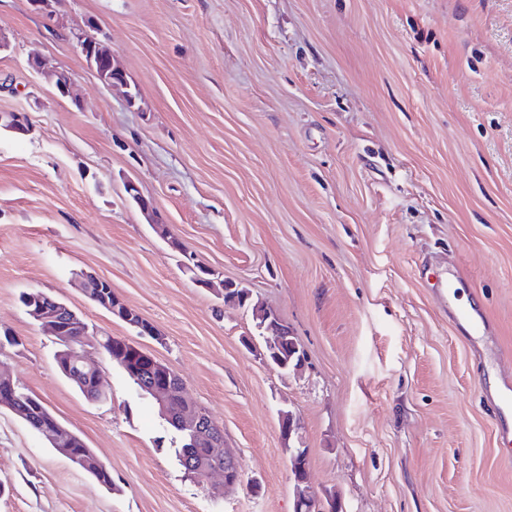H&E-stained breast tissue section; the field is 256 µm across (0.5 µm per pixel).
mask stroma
Masks as SVG:
<instances>
[{
    "label": "stroma",
    "instance_id": "1",
    "mask_svg": "<svg viewBox=\"0 0 512 512\" xmlns=\"http://www.w3.org/2000/svg\"><path fill=\"white\" fill-rule=\"evenodd\" d=\"M117 51L135 104L81 58ZM0 347L25 392L80 436L104 487L0 411V512H293L278 412L311 486L344 512H512L495 394L512 372V0H0ZM72 79L57 96L30 65ZM135 180L171 247L128 201ZM277 311L305 360L258 354L182 252ZM95 272L141 336L75 284ZM149 351L224 429L242 481L179 464L153 401L101 350L109 401L61 373L21 293ZM489 322L470 338L448 313ZM6 129L17 135L26 136L33 130L32 122L24 112H0V130Z\"/></svg>",
    "mask_w": 512,
    "mask_h": 512
}]
</instances>
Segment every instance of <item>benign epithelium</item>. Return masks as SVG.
Segmentation results:
<instances>
[{
	"label": "benign epithelium",
	"instance_id": "7a95c632",
	"mask_svg": "<svg viewBox=\"0 0 512 512\" xmlns=\"http://www.w3.org/2000/svg\"><path fill=\"white\" fill-rule=\"evenodd\" d=\"M76 45L86 65L91 69L100 82L109 88L126 89L127 101L135 103L136 95L130 91V85L125 72L119 62L118 54L111 47L99 39L80 32L76 34ZM30 65L34 70L46 77L58 95L66 97L70 94L71 78L57 70L50 62L42 58H33ZM6 129L17 135L26 136L33 130L28 114L24 112H0V129ZM128 196L137 204V208L153 224L155 230L165 236L168 234L167 225L159 219L154 204L141 193L137 183L128 179L124 183ZM81 285L88 290L100 307L105 309L112 317L130 325L133 328H146L152 334L151 323L146 321L133 308H131L116 293L112 292V284L91 272L83 271L79 274ZM42 295L30 296L28 299V313L47 329L54 340L65 346L64 363L66 372L79 378L87 397L93 401H105L108 393L104 389L99 368L88 362L86 349L101 348L102 341L98 334L89 331L88 327L78 318L69 307L48 308L40 302ZM260 320L257 330L265 336V348L260 353L266 362H272L282 369H287V363L280 360L279 350L285 345L287 337L291 336L285 327H274L268 324L273 318L269 311L256 313ZM143 355L146 362L145 371L134 370L135 375L141 376L143 391L149 393L158 403L165 419L187 433L195 452L185 458L186 465L197 471L201 476L207 477L214 472L224 475V484H235L240 480L237 457L227 447L224 441L223 429L217 426L209 415L200 408L190 407L186 397V384L176 383L173 380L175 371L162 363L140 347L118 338L115 345L113 360L120 366L133 360L137 355ZM0 408L9 410L12 414L26 421H31L28 411L21 407L22 400L16 396L19 382L8 372L0 371ZM298 418L288 410L279 413V426L281 434L291 438L296 430ZM33 429L38 432L53 448L64 455L74 466L100 474L106 470L90 450L80 454L71 452V440L74 434L67 431L52 417L35 423ZM299 488L296 492L295 509L299 512H312V510L325 509L321 496L317 495L307 485V479L297 481Z\"/></svg>",
	"mask_w": 512,
	"mask_h": 512
}]
</instances>
